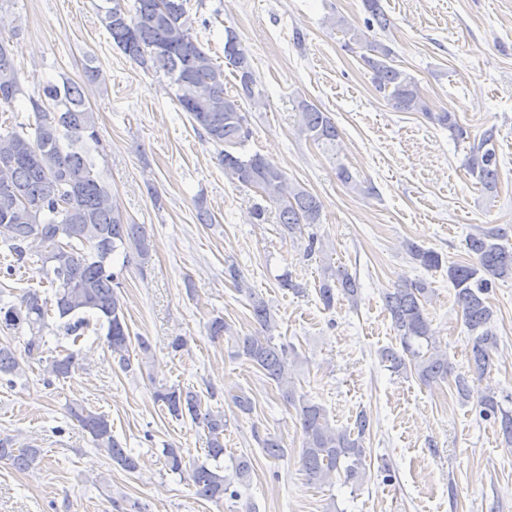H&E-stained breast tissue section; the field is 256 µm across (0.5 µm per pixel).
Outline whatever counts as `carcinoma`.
Masks as SVG:
<instances>
[{"label":"carcinoma","mask_w":512,"mask_h":512,"mask_svg":"<svg viewBox=\"0 0 512 512\" xmlns=\"http://www.w3.org/2000/svg\"><path fill=\"white\" fill-rule=\"evenodd\" d=\"M99 7L101 22L112 44L134 63L147 70L164 73L181 110L195 129L221 147L224 174L247 188H254L262 199L274 204L277 223L290 237L304 234L321 221L319 199L304 187L292 186L287 174L261 155L242 152L251 136L248 119L240 118L244 105L262 97L250 58L235 33L225 30L224 63L220 67L203 50L192 34V21L186 0H105ZM365 10L382 29L388 19L381 0H363ZM336 28L345 43L362 46L361 59L371 74L375 90L399 112H421L428 119L464 138V131L449 112L433 113L420 95L418 82L399 69L386 44L370 40L340 18ZM239 81L236 94L224 89V68ZM24 94L19 71L9 49V39L0 34V109L14 107ZM27 119L0 132V241L9 246L13 263L4 277L14 275L15 267L38 264L39 272L54 290L53 299L43 298L36 288H26L17 303L0 307V331L25 338L23 348L0 341V376L14 375L22 364L33 360L45 364L46 383L66 378L81 368L78 351L43 358L48 335H64L77 343L90 324V317L106 329L105 344L119 367L131 369V333L125 320L121 292L122 271L114 270L112 257L134 247L140 258L149 252L150 234L144 224L128 221L111 205L110 190L103 174L96 170L91 145L100 136L94 113L85 107L82 87L67 78L57 84L47 82L36 96L28 97ZM301 131L325 151L336 148L339 132L329 113L301 99L297 102ZM495 134L489 129L469 147L465 166L475 184L487 193L496 191L499 160ZM505 234L497 227L480 228L466 238L471 257L468 263L448 264V281L455 289L456 305L470 340L468 368L472 377L483 380L492 370V353L498 336L487 305V295L497 282L512 279V249L501 244ZM412 259L427 271L442 268V255L414 242L407 243ZM360 284L340 269L325 271L318 288L319 299L327 309L334 306L336 293L357 303ZM432 293L424 279L405 281L385 295L391 324L400 349L381 352V361L394 372H414L425 386L448 379L451 372L447 352L433 341L426 304ZM252 318L259 330L235 341L233 355L255 367L263 376L284 388L286 401L297 404L302 432L300 463L307 481L322 484L333 474L354 488L366 476V433L369 417L356 416L354 428L334 427L322 405L296 395L293 376L300 364L294 349L276 343L277 322L268 303L248 293ZM57 317L53 326L49 319ZM155 401L180 419L188 416L206 436V458L215 462L224 456V413L201 408L198 393L175 386L155 388ZM508 397L490 391L480 401V417L499 428L506 445L512 446V411L504 408ZM68 416L87 432L95 447L112 462L134 472L137 458L129 454L112 435V426L102 414L83 404L68 405ZM263 452L272 459L285 455L275 437L260 440ZM38 448H15L9 439H0V460L10 461L20 471L34 465ZM168 471L187 475L195 495L211 501L239 496L234 484L249 479L251 466L246 459L235 463L234 478L224 476V468L206 462L187 464L180 448L162 449Z\"/></svg>","instance_id":"carcinoma-1"}]
</instances>
